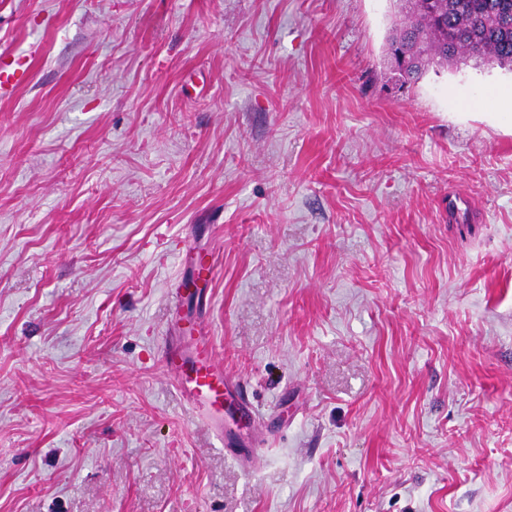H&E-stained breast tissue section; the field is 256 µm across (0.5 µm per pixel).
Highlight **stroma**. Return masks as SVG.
I'll return each instance as SVG.
<instances>
[{"label":"stroma","mask_w":512,"mask_h":512,"mask_svg":"<svg viewBox=\"0 0 512 512\" xmlns=\"http://www.w3.org/2000/svg\"><path fill=\"white\" fill-rule=\"evenodd\" d=\"M398 19L0 0V512H512V70L401 84ZM183 314L236 453L161 360Z\"/></svg>","instance_id":"obj_1"}]
</instances>
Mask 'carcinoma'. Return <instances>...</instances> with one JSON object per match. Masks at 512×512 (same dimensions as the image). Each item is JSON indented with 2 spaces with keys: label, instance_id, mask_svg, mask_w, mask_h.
<instances>
[{
  "label": "carcinoma",
  "instance_id": "1",
  "mask_svg": "<svg viewBox=\"0 0 512 512\" xmlns=\"http://www.w3.org/2000/svg\"><path fill=\"white\" fill-rule=\"evenodd\" d=\"M390 49L403 47L409 67L396 71L410 84L431 68L453 67L473 61L512 66V0H401ZM443 26L454 35L452 44L438 37ZM481 46L478 55L472 46Z\"/></svg>",
  "mask_w": 512,
  "mask_h": 512
}]
</instances>
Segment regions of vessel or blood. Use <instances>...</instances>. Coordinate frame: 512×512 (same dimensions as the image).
Here are the masks:
<instances>
[{"label": "vessel or blood", "mask_w": 512, "mask_h": 512, "mask_svg": "<svg viewBox=\"0 0 512 512\" xmlns=\"http://www.w3.org/2000/svg\"><path fill=\"white\" fill-rule=\"evenodd\" d=\"M165 364L176 374L179 391L202 409L216 429H223L224 399L234 382L215 358L211 338L202 335L196 324L182 327L178 343L166 349Z\"/></svg>", "instance_id": "1"}]
</instances>
